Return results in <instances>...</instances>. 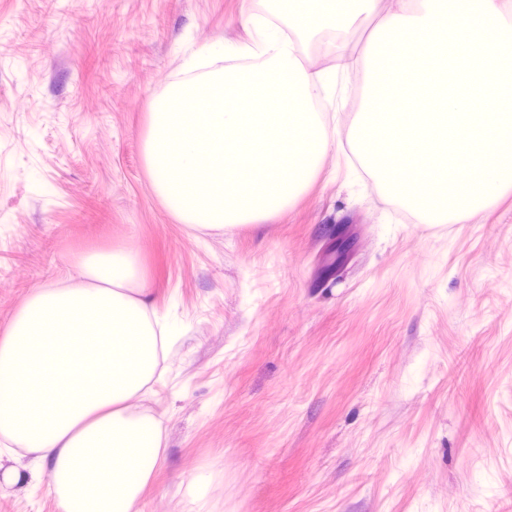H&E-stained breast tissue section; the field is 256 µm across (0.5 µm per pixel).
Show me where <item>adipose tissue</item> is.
<instances>
[{
  "label": "adipose tissue",
  "instance_id": "ef3b65f1",
  "mask_svg": "<svg viewBox=\"0 0 512 512\" xmlns=\"http://www.w3.org/2000/svg\"><path fill=\"white\" fill-rule=\"evenodd\" d=\"M37 285L0 329V457L10 485L46 482L57 512H142L161 420L142 403L166 341L124 252Z\"/></svg>",
  "mask_w": 512,
  "mask_h": 512
}]
</instances>
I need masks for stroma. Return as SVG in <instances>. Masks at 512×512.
Returning a JSON list of instances; mask_svg holds the SVG:
<instances>
[{"label": "stroma", "instance_id": "1", "mask_svg": "<svg viewBox=\"0 0 512 512\" xmlns=\"http://www.w3.org/2000/svg\"><path fill=\"white\" fill-rule=\"evenodd\" d=\"M238 2L0 0V328L84 257L129 255L174 330L144 512H512V195L482 224L395 221L333 153L229 235L155 195L150 102L185 49L246 38ZM0 512L56 508L4 485Z\"/></svg>", "mask_w": 512, "mask_h": 512}]
</instances>
